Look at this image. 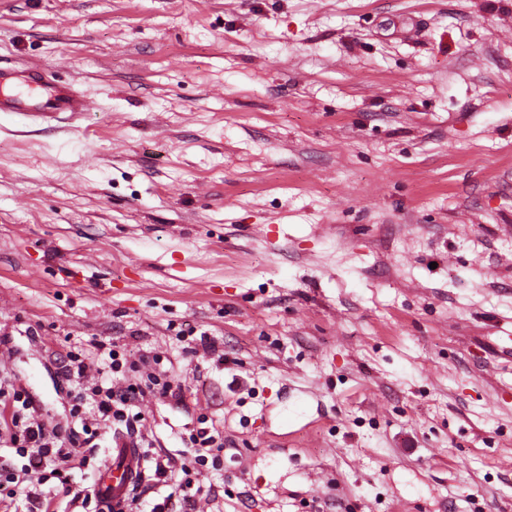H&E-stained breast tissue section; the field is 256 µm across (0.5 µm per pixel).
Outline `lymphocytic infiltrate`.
<instances>
[{
	"mask_svg": "<svg viewBox=\"0 0 512 512\" xmlns=\"http://www.w3.org/2000/svg\"><path fill=\"white\" fill-rule=\"evenodd\" d=\"M86 354L68 351L60 360L59 375L74 384L76 391L66 425L47 423L38 416L33 399L25 390L0 380V437L15 448L24 460L20 469L0 468V512H106L101 495L75 482L76 472L91 465L90 453L99 448L106 431L126 435L141 448L144 471L126 500L139 504L149 494L158 499L150 512H196L199 492L189 477L191 470L208 463L212 451H223L222 432L206 430L191 435L193 456L184 460L164 457L151 450L141 432L139 405L145 397L140 384L114 386L115 374L124 371L127 361L116 349H108L100 359V378L85 386L88 363ZM37 473L40 487L26 489L30 473ZM61 486L68 498L67 508H60L61 493L43 491L48 482Z\"/></svg>",
	"mask_w": 512,
	"mask_h": 512,
	"instance_id": "lymphocytic-infiltrate-1",
	"label": "lymphocytic infiltrate"
}]
</instances>
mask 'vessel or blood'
<instances>
[{"mask_svg":"<svg viewBox=\"0 0 512 512\" xmlns=\"http://www.w3.org/2000/svg\"><path fill=\"white\" fill-rule=\"evenodd\" d=\"M90 110L89 101L72 83L49 81L37 67L21 72L0 67V112L50 124L83 119ZM143 464L139 448L129 440H116L111 465L102 469L96 479L100 495L111 503L121 502L142 472Z\"/></svg>","mask_w":512,"mask_h":512,"instance_id":"vessel-or-blood-1","label":"vessel or blood"}]
</instances>
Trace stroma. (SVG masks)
Instances as JSON below:
<instances>
[{"label": "stroma", "instance_id": "obj_1", "mask_svg": "<svg viewBox=\"0 0 512 512\" xmlns=\"http://www.w3.org/2000/svg\"><path fill=\"white\" fill-rule=\"evenodd\" d=\"M0 379L115 345L198 512H512V0H0ZM207 333L219 352L192 340ZM18 74L0 66V86L18 85L0 93V112H12L35 123L83 119L91 111L85 95L71 82H51L38 67Z\"/></svg>", "mask_w": 512, "mask_h": 512}]
</instances>
